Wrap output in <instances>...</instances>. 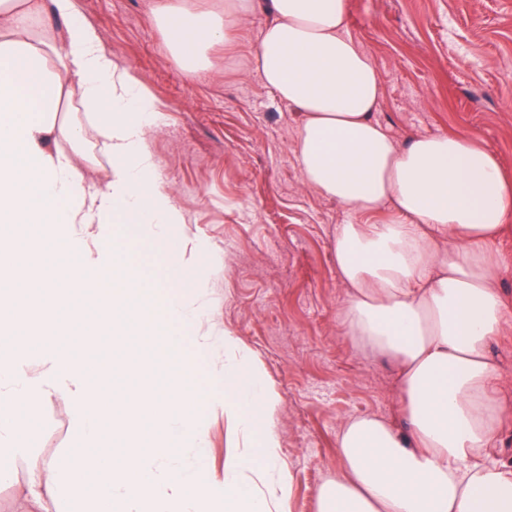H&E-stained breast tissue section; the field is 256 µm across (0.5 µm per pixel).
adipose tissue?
Here are the masks:
<instances>
[{
    "mask_svg": "<svg viewBox=\"0 0 512 512\" xmlns=\"http://www.w3.org/2000/svg\"><path fill=\"white\" fill-rule=\"evenodd\" d=\"M259 11L256 68L301 116L304 178L355 216L331 243L343 332L397 376L398 422L345 423L318 512H512L492 351L512 322L496 248L512 179L478 133L403 145L375 120L381 82L349 34L347 0H157L153 14L168 52L198 74ZM49 13L66 28L42 42ZM71 83L101 105L110 164L99 190L76 159L82 126L68 130L72 150L49 146ZM159 112L76 0H0V477L24 458L36 512H291L278 397L196 304L191 265L138 259L185 221L148 145ZM147 226L153 237L140 236ZM105 327L127 350L83 358ZM119 373L135 381L115 396ZM52 393L68 397L76 439L45 457L29 436ZM210 409L246 441L220 479L207 465Z\"/></svg>",
    "mask_w": 512,
    "mask_h": 512,
    "instance_id": "1",
    "label": "adipose tissue"
}]
</instances>
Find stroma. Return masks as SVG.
<instances>
[{"label":"stroma","mask_w":512,"mask_h":512,"mask_svg":"<svg viewBox=\"0 0 512 512\" xmlns=\"http://www.w3.org/2000/svg\"><path fill=\"white\" fill-rule=\"evenodd\" d=\"M350 33L382 83L376 119L398 140L477 131L512 176V0H348ZM119 64L161 107L148 134L157 175L185 215L160 256L202 266L215 321L251 351L270 389L280 463L293 478L292 512H318L316 493L338 463L337 438L352 417L398 416L395 373L358 355L340 327L346 291L331 253L335 225L352 221L336 201L309 188L295 156L296 110L263 83L254 62L258 13L211 51L210 71L190 75L155 26L154 0H76ZM94 106L63 94L52 142L70 149L67 129H84L79 162L96 187L109 166ZM212 464L223 473L238 439L223 415L204 418ZM34 444L51 455L74 443L69 400L43 404Z\"/></svg>","instance_id":"35a3bbf8"}]
</instances>
